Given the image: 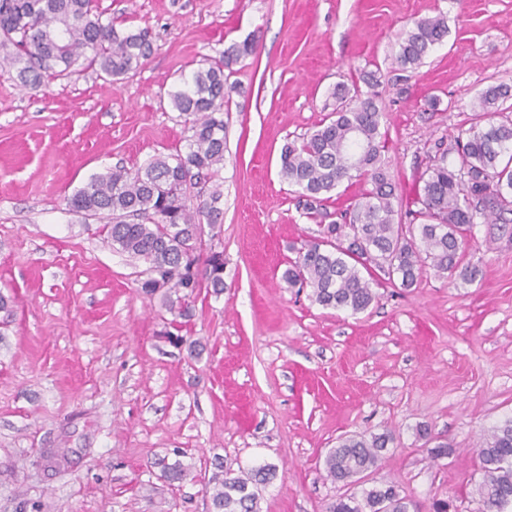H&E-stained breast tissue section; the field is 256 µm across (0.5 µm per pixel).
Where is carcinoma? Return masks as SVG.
Masks as SVG:
<instances>
[{
  "instance_id": "obj_1",
  "label": "carcinoma",
  "mask_w": 512,
  "mask_h": 512,
  "mask_svg": "<svg viewBox=\"0 0 512 512\" xmlns=\"http://www.w3.org/2000/svg\"><path fill=\"white\" fill-rule=\"evenodd\" d=\"M447 35L442 14L416 21L398 39L396 64H421ZM0 47L8 50L0 64L17 67L20 82L31 90L79 63L117 79L153 52L148 30L116 28L95 0H0ZM253 52L250 39L235 44L222 60L169 92L173 109L189 123L184 149L155 156L134 171L116 166L94 174L66 198L69 210L102 223L112 247L149 264L142 292L166 289V306L181 318L191 316L197 289L224 292V252L203 251L198 235L200 225L220 224L221 193L211 192L192 208L188 191L212 182L224 167V102L230 89L224 69ZM333 95L339 105L329 120L283 145L280 174L312 218L342 185L358 181L362 191L352 209L341 213L344 223L322 224L317 237L293 248L295 257L283 272L288 287L310 290L324 308L358 314L375 301L374 287L410 288L428 268L458 288L477 282L481 269L465 260V245L478 220L500 231L512 222V120L496 122L492 111L512 97V88L499 84L478 97V122L457 143L456 160L448 162L446 150L430 159L406 211L395 207L384 168V112L375 95L341 83ZM391 441L387 432L370 440L350 437L329 451L327 476L357 485L360 492L330 502L326 512H409L407 497L396 486L363 481ZM478 456L476 494L484 512H512V419L482 441ZM162 472L169 482L180 483L190 470L177 460L163 464ZM275 473L271 464L238 475L225 471L211 494L213 512H260L261 486Z\"/></svg>"
}]
</instances>
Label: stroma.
<instances>
[{
  "instance_id": "obj_1",
  "label": "stroma",
  "mask_w": 512,
  "mask_h": 512,
  "mask_svg": "<svg viewBox=\"0 0 512 512\" xmlns=\"http://www.w3.org/2000/svg\"><path fill=\"white\" fill-rule=\"evenodd\" d=\"M154 50L107 80L83 66L23 89L0 67V512H210L225 469L271 463L261 512H325L351 494L324 470L345 437L392 432L368 484L429 512H481L477 447L512 417V237L475 230L466 288L426 271L362 313L326 309L281 275L317 236L279 175L288 138L333 112L340 82L371 89L400 201L438 150L474 126L479 94L512 87V0H97ZM445 14L448 36L419 66L393 62L399 35ZM226 150L215 184L224 292L200 294L181 334L147 265L113 249L64 203L97 173L134 170L185 145L168 93L225 49ZM444 444L446 455L431 449ZM190 468L170 484L158 458Z\"/></svg>"
}]
</instances>
